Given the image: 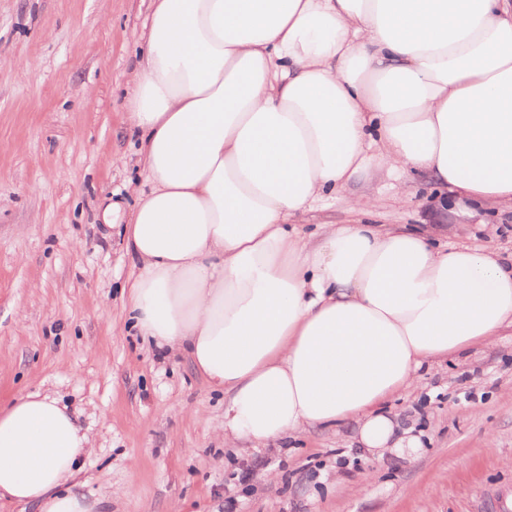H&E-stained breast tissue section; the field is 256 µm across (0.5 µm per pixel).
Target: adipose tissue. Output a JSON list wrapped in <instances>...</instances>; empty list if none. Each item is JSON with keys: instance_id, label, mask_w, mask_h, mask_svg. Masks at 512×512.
<instances>
[{"instance_id": "1", "label": "adipose tissue", "mask_w": 512, "mask_h": 512, "mask_svg": "<svg viewBox=\"0 0 512 512\" xmlns=\"http://www.w3.org/2000/svg\"><path fill=\"white\" fill-rule=\"evenodd\" d=\"M124 123L144 185L112 203L132 328L224 393V440L358 426L417 447L379 406L423 365L512 327V255L438 229L299 216L376 169L512 206V0H152ZM91 439L49 394L0 409V500L98 512Z\"/></svg>"}]
</instances>
